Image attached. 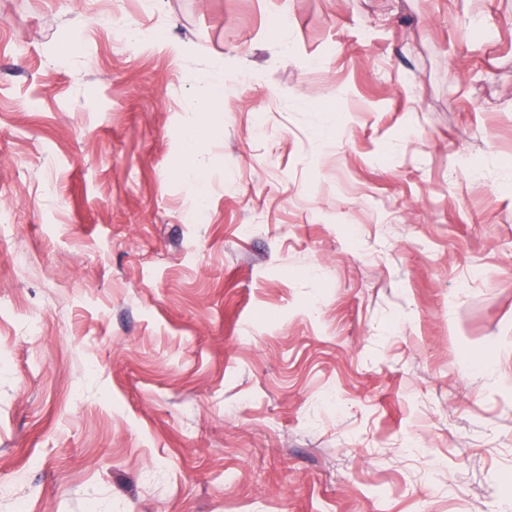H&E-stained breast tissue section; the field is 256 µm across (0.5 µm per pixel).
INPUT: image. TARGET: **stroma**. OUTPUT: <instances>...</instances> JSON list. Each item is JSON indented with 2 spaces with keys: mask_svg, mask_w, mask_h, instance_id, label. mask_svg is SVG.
Instances as JSON below:
<instances>
[{
  "mask_svg": "<svg viewBox=\"0 0 512 512\" xmlns=\"http://www.w3.org/2000/svg\"><path fill=\"white\" fill-rule=\"evenodd\" d=\"M144 2L0 0V512H505L512 0ZM202 82L205 84V95L194 102L193 106L196 112H208L211 104L224 98L223 71L203 76Z\"/></svg>",
  "mask_w": 512,
  "mask_h": 512,
  "instance_id": "obj_1",
  "label": "stroma"
}]
</instances>
